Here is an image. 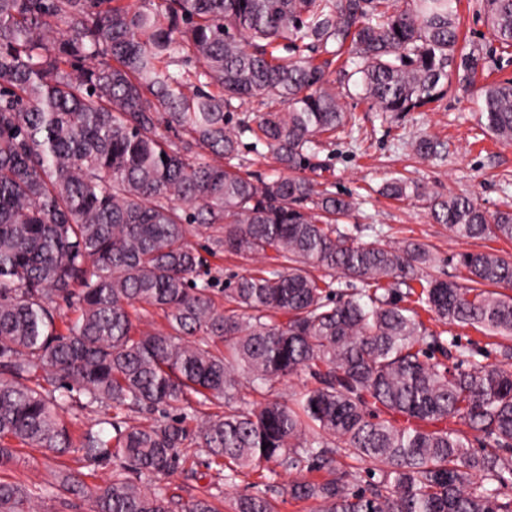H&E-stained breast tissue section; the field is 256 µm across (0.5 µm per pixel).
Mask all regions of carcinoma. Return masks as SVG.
I'll use <instances>...</instances> for the list:
<instances>
[{
	"label": "carcinoma",
	"instance_id": "carcinoma-1",
	"mask_svg": "<svg viewBox=\"0 0 512 512\" xmlns=\"http://www.w3.org/2000/svg\"><path fill=\"white\" fill-rule=\"evenodd\" d=\"M458 3L0 0V470L16 444L122 468L93 489L70 468L47 485L1 479L0 512L55 486L91 494L95 512H220L212 492L185 504L160 484L189 462V418L226 485L246 470L320 473L288 485L317 512H512V259L467 251L464 282L430 275L427 244L358 241L342 223L353 199L300 174L347 132L336 85L398 114L474 81L483 56L460 38ZM482 11L512 50V0ZM187 60L193 75L172 69ZM272 96L283 108L233 121ZM482 96L481 125L512 142V79ZM246 133L277 175L241 171ZM383 194L422 198L458 238L512 241V209L403 178ZM192 227L212 231L201 251ZM224 252L261 266L227 283L221 306L200 273ZM338 275L362 287L338 291ZM74 298L71 319L58 302ZM148 307L163 327L138 329ZM422 311L499 339L501 360L428 333ZM446 343L452 367L427 352ZM302 375L312 386L286 401L242 392ZM81 395L114 415L76 439L64 412ZM196 395L224 412L189 416ZM232 512L277 509L243 494Z\"/></svg>",
	"mask_w": 512,
	"mask_h": 512
}]
</instances>
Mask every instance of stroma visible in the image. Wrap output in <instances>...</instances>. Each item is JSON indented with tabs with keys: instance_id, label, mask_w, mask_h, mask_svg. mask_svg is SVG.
<instances>
[{
	"instance_id": "35a3bbf8",
	"label": "stroma",
	"mask_w": 512,
	"mask_h": 512,
	"mask_svg": "<svg viewBox=\"0 0 512 512\" xmlns=\"http://www.w3.org/2000/svg\"><path fill=\"white\" fill-rule=\"evenodd\" d=\"M480 0H461L460 13L468 40L482 46V83L512 78V56L495 52L497 43L479 16ZM452 82L438 103L415 112L388 116L371 102L362 99L357 87L339 92L345 111L354 116L353 133L326 143L320 148V169L312 172L317 182L341 189L355 202L349 224L360 227V238L369 241L368 227L380 229L395 242L417 240L428 244L438 259L434 274L451 281L465 275L458 256L466 251H493L512 257V241L473 240L453 237L443 225L433 221L425 203L415 198L393 199L380 194L383 183L404 176L419 183L434 195L464 194L487 211L512 209V143L496 141L481 126L478 107L481 85ZM428 136L447 141L448 152L440 160L420 162L413 144ZM194 461L192 474L176 471L163 485L168 495L181 502L199 497L217 483L215 470L208 468L207 457L189 446ZM78 467V455L61 458L41 448H19L13 465L0 472V478L24 485L44 482L57 464ZM291 473L281 472L270 487H261L254 473H242L234 486L225 487V499L240 494L266 492L276 500L278 512H315L312 501H297L287 494Z\"/></svg>"
}]
</instances>
